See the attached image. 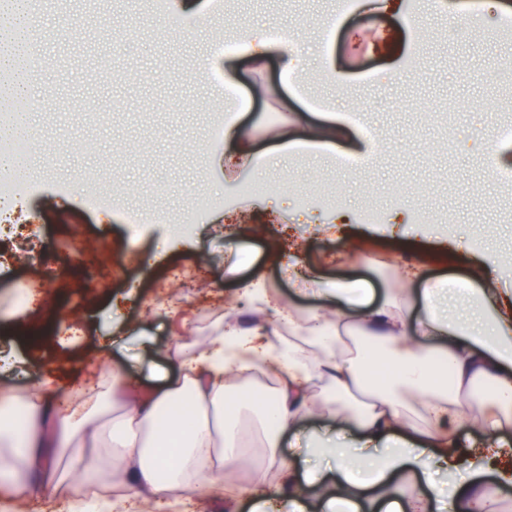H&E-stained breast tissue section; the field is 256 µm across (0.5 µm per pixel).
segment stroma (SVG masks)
<instances>
[{"instance_id": "obj_1", "label": "stroma", "mask_w": 512, "mask_h": 512, "mask_svg": "<svg viewBox=\"0 0 512 512\" xmlns=\"http://www.w3.org/2000/svg\"><path fill=\"white\" fill-rule=\"evenodd\" d=\"M336 2L236 0L222 16L215 0H199L211 21L196 27L180 21L179 0L162 10L154 0H43L40 48L50 56L67 45L69 60L34 92L35 192L18 209L38 216L35 253L0 272V348L26 357L30 382L88 379L115 363L151 382L160 349L203 342L229 319L260 318L235 309L243 281L264 279L284 304L311 306L294 294L289 262L319 269L326 282L358 278L379 292L411 266L435 279H466L453 255L462 241L512 257V187L489 166L495 150H512L494 132L512 116L504 77L512 32L500 28L512 0H392L385 8L359 0L327 47L317 31ZM411 5L414 28L402 18ZM243 25L300 29V81L288 82L273 56L242 59L230 76L201 67L220 30ZM107 57L119 78L104 84L97 61ZM329 58L345 73V89L326 71ZM228 86L242 119L259 129L324 122L307 106L316 95L334 114L337 155L360 148L348 117L355 110L383 131L387 147L369 171L353 173L326 167L323 153L304 143L267 162L272 145L259 136L252 156L225 164L224 141L210 127ZM325 186L344 213L333 236L317 229L334 217L319 202ZM99 188L121 206L89 210L84 196ZM409 191L447 223L406 222L395 200ZM369 196L383 205L384 223L365 221ZM153 199L188 214L179 245L165 247L172 227L157 220L129 237L126 208ZM26 287L38 293V312L17 319ZM117 300L119 322L110 316Z\"/></svg>"}]
</instances>
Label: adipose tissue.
I'll list each match as a JSON object with an SVG mask.
<instances>
[{
  "instance_id": "obj_1",
  "label": "adipose tissue",
  "mask_w": 512,
  "mask_h": 512,
  "mask_svg": "<svg viewBox=\"0 0 512 512\" xmlns=\"http://www.w3.org/2000/svg\"><path fill=\"white\" fill-rule=\"evenodd\" d=\"M246 52H277L296 80L297 40L271 42L245 29ZM466 288L428 283L414 316L406 268L398 285L373 297L362 281L324 286L316 272L296 275L298 294L330 303L284 307L255 282L238 298L271 313L275 326L228 323L201 348L176 344L162 354L153 386L121 367L65 388L47 378L33 390H0V512L31 497L65 495L70 512H156L212 493L228 512L242 501L265 512L287 498L292 512H430L443 498L433 478L462 468L447 512H502L482 457L455 464L460 430L471 426L512 455V310L488 272L491 253L458 247ZM321 395H314L315 382ZM332 410L323 431L307 422ZM324 448L325 471L300 477L285 436Z\"/></svg>"
}]
</instances>
